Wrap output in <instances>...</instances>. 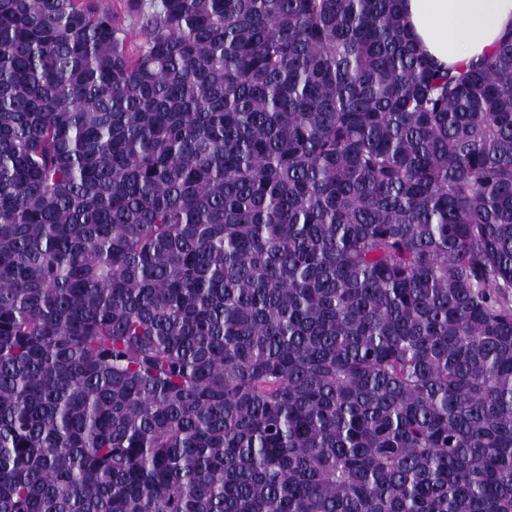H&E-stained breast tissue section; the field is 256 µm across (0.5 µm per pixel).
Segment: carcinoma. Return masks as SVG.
Instances as JSON below:
<instances>
[{
    "label": "carcinoma",
    "instance_id": "cac0c4a2",
    "mask_svg": "<svg viewBox=\"0 0 512 512\" xmlns=\"http://www.w3.org/2000/svg\"><path fill=\"white\" fill-rule=\"evenodd\" d=\"M401 0H0V512H512V33ZM104 3L112 9L116 14L118 21L124 26L127 34L128 47L130 49L135 48L141 41L140 31L136 25L130 23L125 15V3L124 0H102ZM415 45L445 67L490 54L512 28V0H403Z\"/></svg>",
    "mask_w": 512,
    "mask_h": 512
}]
</instances>
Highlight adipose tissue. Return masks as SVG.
Listing matches in <instances>:
<instances>
[{"label":"adipose tissue","instance_id":"ef3b65f1","mask_svg":"<svg viewBox=\"0 0 512 512\" xmlns=\"http://www.w3.org/2000/svg\"><path fill=\"white\" fill-rule=\"evenodd\" d=\"M415 45L446 67L490 54L512 29V0H402Z\"/></svg>","mask_w":512,"mask_h":512}]
</instances>
